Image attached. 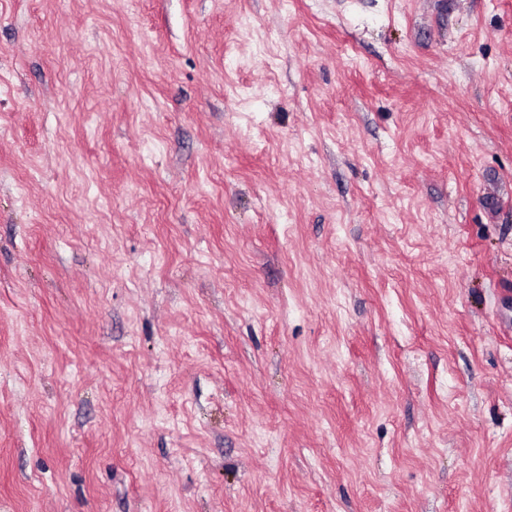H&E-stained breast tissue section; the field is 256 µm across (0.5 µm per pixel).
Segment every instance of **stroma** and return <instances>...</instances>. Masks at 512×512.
<instances>
[{"instance_id": "stroma-1", "label": "stroma", "mask_w": 512, "mask_h": 512, "mask_svg": "<svg viewBox=\"0 0 512 512\" xmlns=\"http://www.w3.org/2000/svg\"><path fill=\"white\" fill-rule=\"evenodd\" d=\"M0 512H512V0H0Z\"/></svg>"}]
</instances>
